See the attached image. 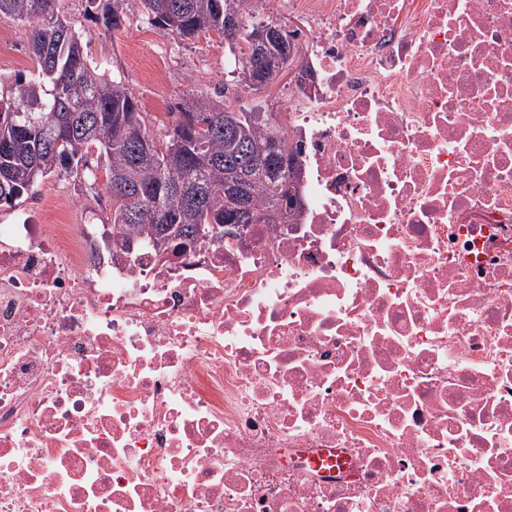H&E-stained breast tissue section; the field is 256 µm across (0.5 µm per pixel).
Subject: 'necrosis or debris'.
I'll list each match as a JSON object with an SVG mask.
<instances>
[{
    "instance_id": "necrosis-or-debris-1",
    "label": "necrosis or debris",
    "mask_w": 512,
    "mask_h": 512,
    "mask_svg": "<svg viewBox=\"0 0 512 512\" xmlns=\"http://www.w3.org/2000/svg\"><path fill=\"white\" fill-rule=\"evenodd\" d=\"M280 2L293 223H0V512H512V0Z\"/></svg>"
}]
</instances>
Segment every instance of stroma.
I'll use <instances>...</instances> for the list:
<instances>
[{"instance_id": "stroma-1", "label": "stroma", "mask_w": 512, "mask_h": 512, "mask_svg": "<svg viewBox=\"0 0 512 512\" xmlns=\"http://www.w3.org/2000/svg\"><path fill=\"white\" fill-rule=\"evenodd\" d=\"M76 29L83 34L85 53L94 59L109 58L113 75L122 77L138 100L140 109L160 123L189 89H214L231 77L224 66V46L217 34L180 40L164 35L143 16L139 0H127L124 29L103 32L85 16V0H62ZM7 36L0 46V75L30 74L36 63L29 51L30 29L15 22H0ZM41 200L44 219L52 224H103L109 221L112 203L103 187L75 178H49L34 197H24L15 207L0 208V222L12 223L16 213Z\"/></svg>"}]
</instances>
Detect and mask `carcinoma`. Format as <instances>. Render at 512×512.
I'll use <instances>...</instances> for the list:
<instances>
[{"label":"carcinoma","mask_w":512,"mask_h":512,"mask_svg":"<svg viewBox=\"0 0 512 512\" xmlns=\"http://www.w3.org/2000/svg\"><path fill=\"white\" fill-rule=\"evenodd\" d=\"M126 0H86L85 11L107 33L124 28ZM150 23L166 35L192 40L202 33L224 37L233 21L237 38L227 44L241 82L254 91L269 84L276 68L291 60L288 31L256 19L250 0H140ZM28 25L36 71L29 76H0V204L11 205L51 175L98 179L112 199L110 224L118 238L159 248L162 227L170 226L168 245L203 242L224 236V225L239 223L237 199L226 185L239 186L241 198L260 215L298 208L292 174L299 169L298 148L279 112L254 113L213 92L190 90L177 105L165 132L151 129L133 92L109 71L107 58L85 54L81 33L60 8V0H0V21ZM56 115L71 128L59 129L63 144H49ZM283 136V152L265 149ZM150 138L155 151L137 156ZM124 173L130 190L112 186V174Z\"/></svg>","instance_id":"carcinoma-1"}]
</instances>
